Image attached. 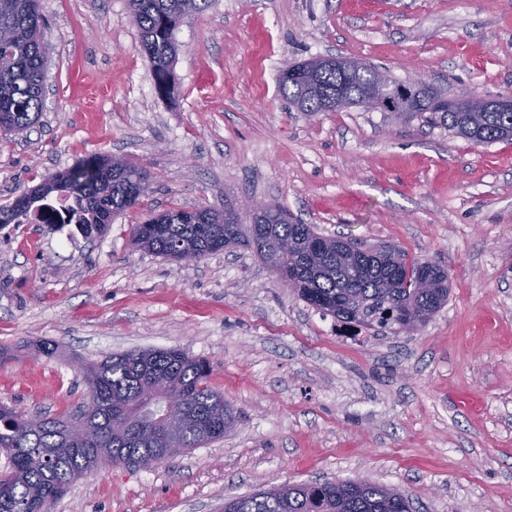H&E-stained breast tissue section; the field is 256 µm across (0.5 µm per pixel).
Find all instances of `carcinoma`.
<instances>
[{
  "mask_svg": "<svg viewBox=\"0 0 512 512\" xmlns=\"http://www.w3.org/2000/svg\"><path fill=\"white\" fill-rule=\"evenodd\" d=\"M210 0H128L144 57L161 95L169 91L182 20L203 12ZM47 24L39 0H0V131L20 134L37 123L43 107ZM378 78L375 67L345 75L332 66L313 83L278 76L282 96L300 112H324V99L341 91L358 98ZM455 99L436 89L420 95L412 116L430 114L448 130L476 144L512 140V112H460ZM149 173L127 159L92 156L49 174L26 203L0 208V224H18L50 194L74 198L79 228L137 206L148 195ZM133 244L176 261L200 259L230 245L256 250L277 276L291 269L303 300L345 323L381 330L426 323L448 301V274L427 259L408 260L397 249L363 251L326 237L311 224L293 222L275 207L257 224H226L224 212H189L171 207L132 226ZM90 401L76 417H30L0 406V450L12 456L11 473L0 485V512H49L93 458L112 455L117 464L150 467L164 460L167 426L142 410L156 387L177 401L182 420L177 447L186 451L224 437L235 421L224 393L210 385L209 363L180 347L111 354L81 366ZM84 429L72 440L66 430ZM222 512H412L396 489L367 479L303 483L224 501Z\"/></svg>",
  "mask_w": 512,
  "mask_h": 512,
  "instance_id": "1",
  "label": "carcinoma"
}]
</instances>
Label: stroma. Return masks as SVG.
<instances>
[{
    "mask_svg": "<svg viewBox=\"0 0 512 512\" xmlns=\"http://www.w3.org/2000/svg\"><path fill=\"white\" fill-rule=\"evenodd\" d=\"M42 114L0 134V207L93 155L146 167L153 191L92 240L0 227V404L71 414L77 364L181 347L208 361L237 420L149 468L75 480L51 512H220L284 484L367 478L415 512H512V142L475 145L418 117L306 114L284 63L350 57L453 97L512 94V0H211L183 20L174 88L158 95L127 0H41ZM282 206L326 236L390 245L448 272L415 331L337 334L250 248L174 262L132 225L179 206ZM55 342L56 358L32 344ZM474 396L477 410L460 404Z\"/></svg>",
    "mask_w": 512,
    "mask_h": 512,
    "instance_id": "1",
    "label": "stroma"
}]
</instances>
